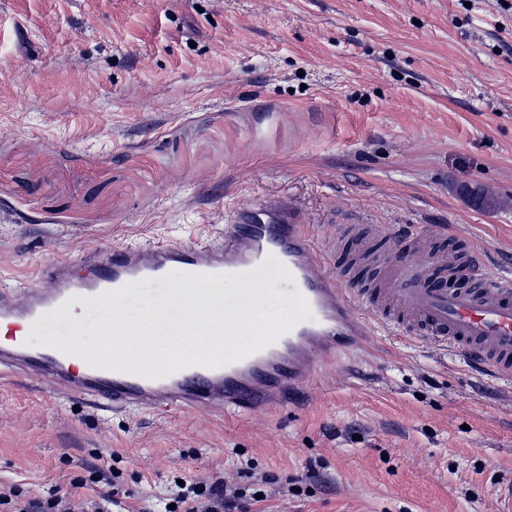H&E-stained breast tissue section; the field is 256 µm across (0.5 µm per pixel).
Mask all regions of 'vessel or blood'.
<instances>
[{
    "mask_svg": "<svg viewBox=\"0 0 512 512\" xmlns=\"http://www.w3.org/2000/svg\"><path fill=\"white\" fill-rule=\"evenodd\" d=\"M360 229L344 224L319 243L302 208L288 195L269 194L231 209L218 244L156 241L125 244L80 265L58 261L40 272L38 284L0 290V325L16 330L0 344V369L12 366L52 383L60 391L88 397L116 411L174 407L229 413L273 409L297 396L324 357L361 350L372 326L419 334L436 346L460 352L496 378L512 380V281L486 277L472 255L440 253L418 267L405 258L379 261L374 283L342 278L327 264ZM290 273V291L307 302L310 315L269 346L220 366L189 365L160 376L89 362L50 344L30 342L33 328L64 332L71 321L49 314L68 300L95 298L140 283L174 284L175 273L237 275L239 282L267 259ZM467 274L464 288H433L438 274Z\"/></svg>",
    "mask_w": 512,
    "mask_h": 512,
    "instance_id": "b4317fda",
    "label": "vessel or blood"
}]
</instances>
